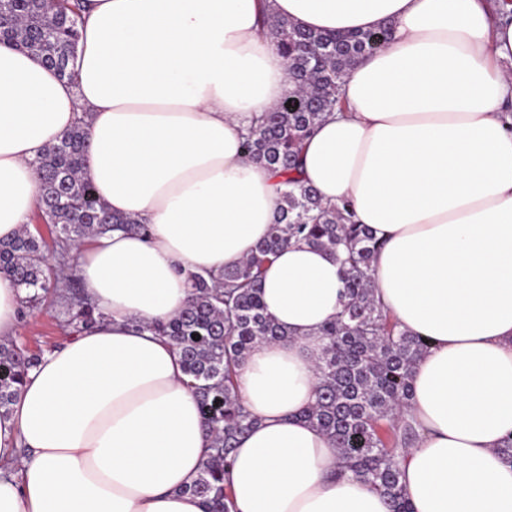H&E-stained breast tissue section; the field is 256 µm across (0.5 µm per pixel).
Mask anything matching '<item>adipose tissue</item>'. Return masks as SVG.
<instances>
[{
	"label": "adipose tissue",
	"mask_w": 512,
	"mask_h": 512,
	"mask_svg": "<svg viewBox=\"0 0 512 512\" xmlns=\"http://www.w3.org/2000/svg\"><path fill=\"white\" fill-rule=\"evenodd\" d=\"M73 77L0 45V240L39 202L34 161L87 125L84 169L115 231L75 250L101 316L28 371L0 417V512H205L186 494L209 438L175 347L148 331L186 304L187 273L249 257L277 218V179L245 158L251 122L292 94L258 13L315 32L389 25L303 150L324 203H350L381 247L375 297L425 339L403 409L412 512H512V22L494 0H87ZM335 256L290 243L263 270L284 338L237 370L260 420L232 455L231 512H389L301 412L320 328L343 303Z\"/></svg>",
	"instance_id": "ef3b65f1"
}]
</instances>
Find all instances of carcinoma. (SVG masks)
<instances>
[{
  "label": "carcinoma",
  "mask_w": 512,
  "mask_h": 512,
  "mask_svg": "<svg viewBox=\"0 0 512 512\" xmlns=\"http://www.w3.org/2000/svg\"><path fill=\"white\" fill-rule=\"evenodd\" d=\"M81 24V0H0V43L34 54L62 77L72 76L69 65ZM266 26L296 90L247 131L243 149L281 178L276 223L254 252L221 278L188 274L186 306L171 319L147 326L180 354L211 439L212 454L185 492L201 498L206 512H231L226 483L231 454L239 438L259 423L239 399L234 368L254 343L285 336L265 312L261 270L294 239L336 254L345 288L342 311L321 331L325 344L316 361L317 400L301 416L332 440L355 478L386 498L390 512H411L400 482L399 451L413 447L418 433L402 418L401 408L411 397L412 371L426 344L398 329L376 303L371 272L380 244L373 232L352 221L350 203L324 204L302 178L305 140L325 113L346 107L341 89L351 67L383 48L389 29L321 33L276 16ZM289 101L298 106H288ZM88 148L87 128L79 124L36 163L38 211L55 236L56 264L49 262L42 236L27 229L0 241V270L25 291L24 307L56 294L62 327L72 332L95 327L99 318L82 298L75 271L64 269L70 248L93 234L145 230L132 218L112 215L97 199L83 175ZM40 358L10 340L0 341V416L9 413L23 376Z\"/></svg>",
  "instance_id": "obj_1"
}]
</instances>
